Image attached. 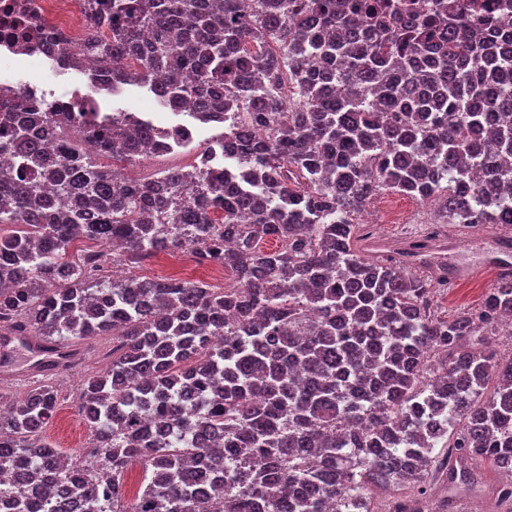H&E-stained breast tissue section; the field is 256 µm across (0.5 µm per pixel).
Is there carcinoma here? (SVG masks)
I'll return each instance as SVG.
<instances>
[{"instance_id": "carcinoma-1", "label": "carcinoma", "mask_w": 512, "mask_h": 512, "mask_svg": "<svg viewBox=\"0 0 512 512\" xmlns=\"http://www.w3.org/2000/svg\"><path fill=\"white\" fill-rule=\"evenodd\" d=\"M81 53L161 105L248 112L224 136L247 149L231 192L193 167L124 178L169 137L125 115L77 121L52 100L0 108V346L30 370L72 364L112 337L108 368L77 399L91 448L67 460L44 435L47 382L0 392V476L36 484L11 512H457L490 465L512 476V274L479 312H431L437 245L392 264L366 255L352 222L390 189L441 202L446 224L512 227V42L461 4L407 19L366 0H94ZM197 83L185 104L183 78ZM294 85L295 103L278 78ZM112 159L100 165L82 148ZM254 223L243 224L244 215ZM281 246L266 251L259 241ZM99 249L72 257L78 240ZM138 264L189 249L231 270L233 288L178 278L108 279V248ZM312 311L315 316H307ZM103 449L87 480L71 468ZM148 482L126 504L124 474Z\"/></svg>"}]
</instances>
